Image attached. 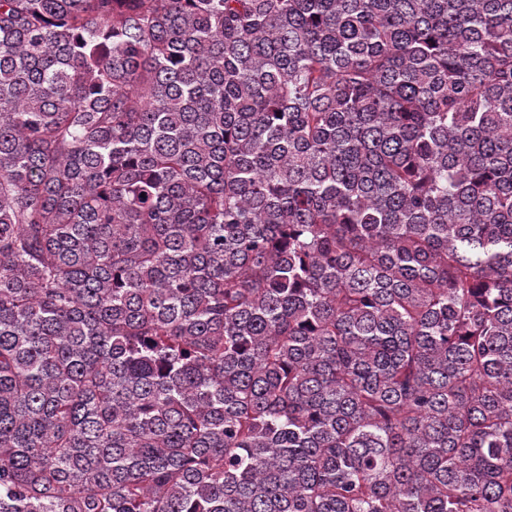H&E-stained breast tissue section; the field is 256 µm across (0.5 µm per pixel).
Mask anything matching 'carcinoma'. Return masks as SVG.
Segmentation results:
<instances>
[{
  "mask_svg": "<svg viewBox=\"0 0 512 512\" xmlns=\"http://www.w3.org/2000/svg\"><path fill=\"white\" fill-rule=\"evenodd\" d=\"M0 512H512V0H0Z\"/></svg>",
  "mask_w": 512,
  "mask_h": 512,
  "instance_id": "1",
  "label": "carcinoma"
}]
</instances>
